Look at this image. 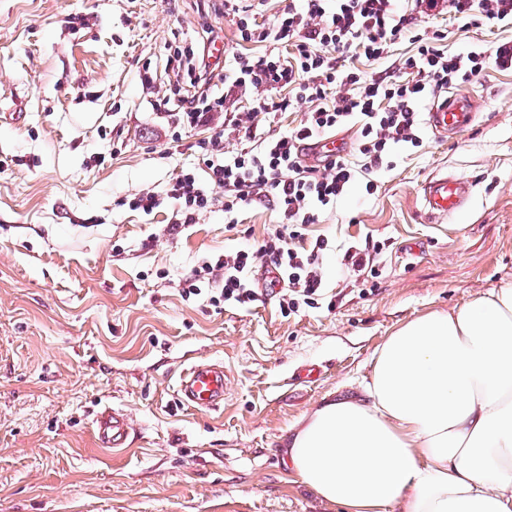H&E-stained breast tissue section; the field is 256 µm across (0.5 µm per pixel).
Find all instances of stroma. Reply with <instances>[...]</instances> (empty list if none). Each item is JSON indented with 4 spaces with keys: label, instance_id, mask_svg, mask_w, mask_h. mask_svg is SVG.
I'll use <instances>...</instances> for the list:
<instances>
[{
    "label": "stroma",
    "instance_id": "35a3bbf8",
    "mask_svg": "<svg viewBox=\"0 0 512 512\" xmlns=\"http://www.w3.org/2000/svg\"><path fill=\"white\" fill-rule=\"evenodd\" d=\"M224 0H0V512H338L299 483L284 450L306 412L354 394L402 324L512 281V70L451 87L473 121L352 190L314 234L384 245L374 275L327 258L316 307L282 312L182 297L205 262L274 231L272 206L200 213L175 238L165 213L130 210L182 170H203L208 130L173 148L139 79L169 88L166 57L203 13L232 39ZM450 52L512 39V28L427 19ZM447 171L473 183L466 209L429 223L420 185ZM222 362L224 407L176 390L192 362ZM316 364L313 383L297 381ZM128 414L132 443L103 449L93 418Z\"/></svg>",
    "mask_w": 512,
    "mask_h": 512
}]
</instances>
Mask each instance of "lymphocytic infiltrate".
Listing matches in <instances>:
<instances>
[{"label": "lymphocytic infiltrate", "instance_id": "f902f5d3", "mask_svg": "<svg viewBox=\"0 0 512 512\" xmlns=\"http://www.w3.org/2000/svg\"><path fill=\"white\" fill-rule=\"evenodd\" d=\"M224 13L235 25V39L224 50L223 66L211 61L209 45L218 35L206 27L204 48L196 57L167 59L181 78L182 95L158 97L169 118L172 142L180 130L213 127L200 147L205 152L204 175L182 172L163 193L134 196L129 208L151 214L167 206L171 217L166 233L177 235L198 214L223 205L224 221L236 223L242 210L262 202L274 203L279 223L255 245L239 248L205 265L186 278L182 293L199 295L211 289L212 302L242 307L258 299L251 275L272 268L269 288L278 290L280 308L298 311L313 305L324 283L323 259L335 252L336 266L355 272L374 269L383 247L373 241L333 248L327 237L308 238L309 226L319 223L356 182L375 194L376 177L403 150L423 144L421 107L443 89L479 77L488 66L512 69V40L478 44L455 54L444 36L422 32L418 19L448 15L465 26L512 25V0H289L267 22L239 0H224ZM401 39L409 52L391 60L392 46ZM291 46L290 54L280 45ZM360 59L362 67L352 66ZM390 60L392 73L370 76L368 65ZM223 89H216L215 79ZM250 93L248 110H237L239 93ZM302 109L298 124L272 139L260 133L263 118ZM356 129L348 150L334 158L304 162L300 145L343 129ZM233 135L235 150L224 148Z\"/></svg>", "mask_w": 512, "mask_h": 512}]
</instances>
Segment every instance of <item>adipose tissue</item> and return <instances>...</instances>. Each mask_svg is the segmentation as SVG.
<instances>
[{"instance_id": "ef3b65f1", "label": "adipose tissue", "mask_w": 512, "mask_h": 512, "mask_svg": "<svg viewBox=\"0 0 512 512\" xmlns=\"http://www.w3.org/2000/svg\"><path fill=\"white\" fill-rule=\"evenodd\" d=\"M364 391L292 429L304 486L344 512H512V282L401 325Z\"/></svg>"}]
</instances>
